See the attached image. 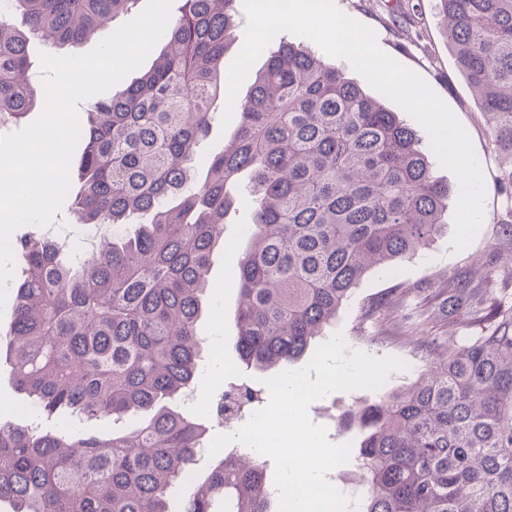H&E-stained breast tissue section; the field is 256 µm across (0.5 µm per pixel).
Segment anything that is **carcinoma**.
I'll return each mask as SVG.
<instances>
[{
    "mask_svg": "<svg viewBox=\"0 0 512 512\" xmlns=\"http://www.w3.org/2000/svg\"><path fill=\"white\" fill-rule=\"evenodd\" d=\"M137 0H8L0 9V128L41 100L29 80L28 35L52 48L108 36ZM236 0H183L153 65L95 103L74 196L75 223L112 228L79 260L57 243L16 239L24 261L0 351L12 383L38 411L137 425L76 437L0 424V504L9 512H272L267 461L214 455L209 419L265 402L266 386L236 381L195 419L173 407L193 390L197 322L211 257L251 174L249 246L237 273L234 345L248 369L275 376L301 359L364 274H385L448 224L453 196L397 112L313 51L279 41L221 152L200 155ZM458 71L509 159L499 188L512 202V0H437ZM20 15L25 30L16 28ZM135 224L132 235L119 232ZM448 318L480 331L451 346L405 389L352 409L361 512H512V303L451 277Z\"/></svg>",
    "mask_w": 512,
    "mask_h": 512,
    "instance_id": "cac0c4a2",
    "label": "carcinoma"
}]
</instances>
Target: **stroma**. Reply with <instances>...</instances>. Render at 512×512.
<instances>
[{"instance_id":"35a3bbf8","label":"stroma","mask_w":512,"mask_h":512,"mask_svg":"<svg viewBox=\"0 0 512 512\" xmlns=\"http://www.w3.org/2000/svg\"><path fill=\"white\" fill-rule=\"evenodd\" d=\"M334 2L344 14L372 29L379 48L417 72L451 108L472 140L486 188L483 224L468 246L454 249L452 234L447 231L428 248L403 260L393 275H365L349 302L324 330L328 338L342 333L349 350L404 361L406 370L392 373L381 388L382 393L388 394L403 389L424 372L439 348L463 343L466 336L472 335L471 326L449 322L437 311L438 291L447 287L450 277L465 274L471 255H483L494 266L490 288L512 293V243L500 236V228L508 220L504 197L497 186L502 159L492 147L486 120L472 89L454 64L433 8L434 0H412L413 11L396 18L388 14L387 0ZM236 196V211L228 216L224 237L213 254L205 308L198 322L201 364L205 367L219 361L229 369L238 361L233 344L238 307L235 279L238 261L248 245L244 228L254 202L246 187H239ZM423 309L433 313L429 324L422 330L410 327L408 315ZM373 396L370 390L330 393L310 404L309 418L326 427L331 443H354L357 428L339 429L336 418L355 401ZM34 418V412L13 388L8 360L1 358L0 422L25 425Z\"/></svg>"}]
</instances>
